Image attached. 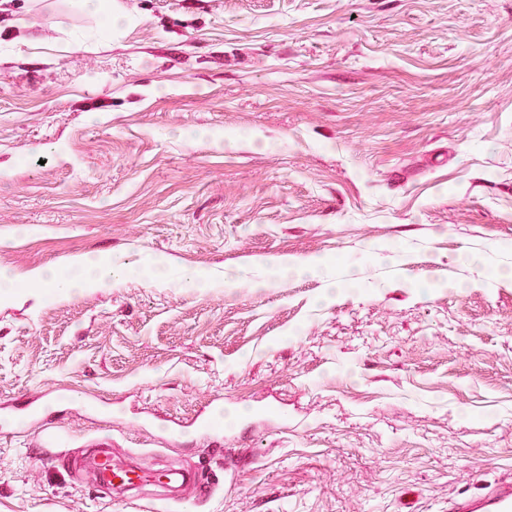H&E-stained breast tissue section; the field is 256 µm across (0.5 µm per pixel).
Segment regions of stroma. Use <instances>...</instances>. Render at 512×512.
<instances>
[{
  "label": "stroma",
  "instance_id": "1",
  "mask_svg": "<svg viewBox=\"0 0 512 512\" xmlns=\"http://www.w3.org/2000/svg\"><path fill=\"white\" fill-rule=\"evenodd\" d=\"M113 2L102 39L79 0H0V512H448L512 480V0ZM88 254L110 288H38ZM268 256L324 265L270 285ZM97 437L200 487L107 491L72 463Z\"/></svg>",
  "mask_w": 512,
  "mask_h": 512
}]
</instances>
